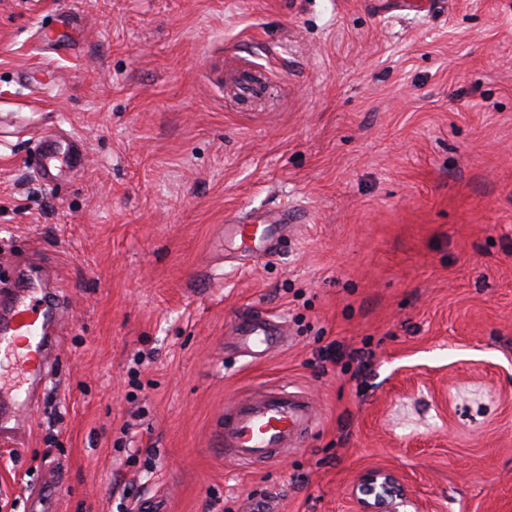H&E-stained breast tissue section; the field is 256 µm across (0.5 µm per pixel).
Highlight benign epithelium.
Segmentation results:
<instances>
[{
	"instance_id": "benign-epithelium-1",
	"label": "benign epithelium",
	"mask_w": 512,
	"mask_h": 512,
	"mask_svg": "<svg viewBox=\"0 0 512 512\" xmlns=\"http://www.w3.org/2000/svg\"><path fill=\"white\" fill-rule=\"evenodd\" d=\"M352 503L354 512H400V508L408 506L413 512H429L422 503L406 496L394 475L382 471H371L358 477Z\"/></svg>"
}]
</instances>
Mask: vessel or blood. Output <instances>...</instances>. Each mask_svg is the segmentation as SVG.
<instances>
[{"mask_svg": "<svg viewBox=\"0 0 512 512\" xmlns=\"http://www.w3.org/2000/svg\"><path fill=\"white\" fill-rule=\"evenodd\" d=\"M83 160L77 137L50 136L40 143L37 174L43 183L52 184L63 169H81ZM287 226L285 210L256 212L245 219H226L224 239L241 260L256 264L277 253ZM26 288V294L15 298L8 313L0 316V351L17 373L16 382L0 385L1 440L17 436L28 420L37 375L53 347L45 329V311L34 299L43 284L33 278ZM232 336L238 351L255 360L268 357L286 342L281 321L258 311L237 318ZM315 424L316 413L305 392L283 385L263 387L225 407L221 445L225 457L238 466L274 464L286 451L299 447L302 435Z\"/></svg>", "mask_w": 512, "mask_h": 512, "instance_id": "1", "label": "vessel or blood"}]
</instances>
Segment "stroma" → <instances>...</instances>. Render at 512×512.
<instances>
[{
    "label": "stroma",
    "instance_id": "35a3bbf8",
    "mask_svg": "<svg viewBox=\"0 0 512 512\" xmlns=\"http://www.w3.org/2000/svg\"><path fill=\"white\" fill-rule=\"evenodd\" d=\"M61 130L84 166L47 187ZM275 208L302 220L239 271L225 219ZM33 259L65 316L0 512H351L376 469L512 512V0H0V294ZM250 311L288 330L263 361ZM274 383L317 424L238 469L224 408ZM83 160V145L77 137L71 136L67 140L47 137L40 141L38 177L45 184H53L62 174L63 167L80 170ZM232 336L238 351L255 360L265 359L286 342L282 322L258 311L237 318Z\"/></svg>",
    "mask_w": 512,
    "mask_h": 512
}]
</instances>
